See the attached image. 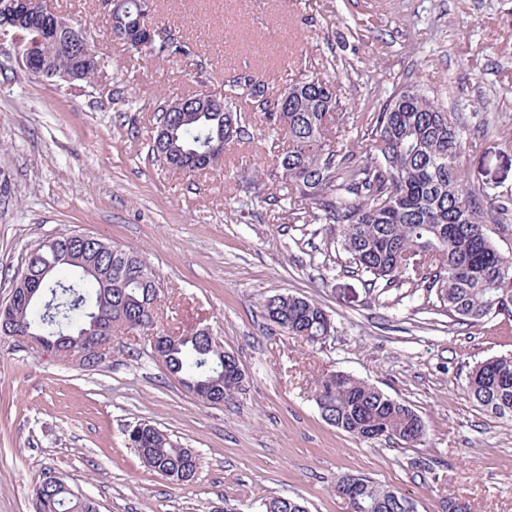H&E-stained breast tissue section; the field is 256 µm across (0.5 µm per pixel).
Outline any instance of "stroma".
I'll list each match as a JSON object with an SVG mask.
<instances>
[{
    "label": "stroma",
    "instance_id": "35a3bbf8",
    "mask_svg": "<svg viewBox=\"0 0 512 512\" xmlns=\"http://www.w3.org/2000/svg\"><path fill=\"white\" fill-rule=\"evenodd\" d=\"M99 51L93 82L26 71L0 54V303L30 247L90 234L136 252L163 283L156 322L206 327L245 371L235 398L208 406L152 357L147 337L115 332L88 371L0 337V512H35L44 473L98 512H259L290 496L308 512H349L333 487L362 475L417 512L454 496L470 512H512V424L469 399L475 363L512 353L503 318L454 324L421 298L375 297L314 225L251 193L253 170L283 143L258 115L222 166L192 176L149 159L160 99L250 72L278 92L309 67L335 82L343 111L411 83L466 126L465 177L485 202L512 205V0H150L151 20L192 42V60H149L113 40L103 0H46ZM306 298L334 331L310 345L262 311ZM340 371L410 405L425 435L362 439L321 417L319 376ZM149 421L193 449L176 482L149 472L126 432Z\"/></svg>",
    "mask_w": 512,
    "mask_h": 512
}]
</instances>
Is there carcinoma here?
<instances>
[{
    "label": "carcinoma",
    "instance_id": "obj_1",
    "mask_svg": "<svg viewBox=\"0 0 512 512\" xmlns=\"http://www.w3.org/2000/svg\"><path fill=\"white\" fill-rule=\"evenodd\" d=\"M142 3L127 0L118 18L117 26L136 38L129 49L149 59L197 57L194 46L176 36L148 41L150 9ZM187 99V112L166 111V101L156 108V130H164V137L153 139L151 161L189 174L213 169L224 150L209 153V143L251 139L242 112H259L273 133L288 140V151L255 173L254 197L263 196L270 183L287 184L291 219L338 228L339 235L324 247L339 246L379 295L406 285L410 295L422 292L426 303L459 325L512 318V254L493 244L487 228L502 208L483 207L465 180L461 122L455 113L438 110L427 93L403 84L367 112H340L335 84L307 70L276 94L244 73L219 88L204 85ZM333 116L340 126L354 128L369 150L357 155L329 137L326 125ZM36 246L27 252L32 289L8 317L0 316V336H32L42 345L64 338L83 353L82 368L93 370L102 360L87 347L90 338L110 336L116 327L143 336L160 334L154 309L161 282L139 255L115 247L109 253L68 233ZM263 310L280 330L312 344L334 331L327 312L302 297L274 295ZM226 358L233 355L213 335L188 331L160 351L158 361L202 403L217 406L243 382L224 384ZM466 390L484 411L511 423L512 354L476 364ZM315 398L327 423L356 437L371 431L401 442L424 436L423 422L410 405L345 373L317 379ZM127 440L156 474L183 482L198 471L191 463L193 451L152 424L133 425ZM359 480L369 512H404L410 497L370 478ZM34 497L36 512H97L93 501L60 477L51 486L40 481ZM263 507L265 512H307L290 496L271 497Z\"/></svg>",
    "mask_w": 512,
    "mask_h": 512
}]
</instances>
